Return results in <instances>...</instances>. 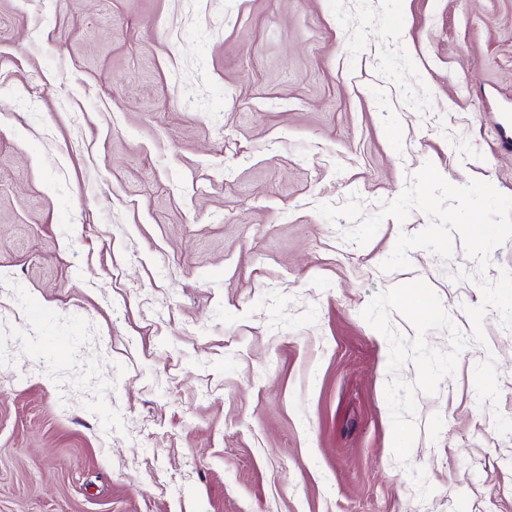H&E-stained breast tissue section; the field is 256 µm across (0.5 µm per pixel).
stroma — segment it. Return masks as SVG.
Wrapping results in <instances>:
<instances>
[{
  "instance_id": "1",
  "label": "stroma",
  "mask_w": 512,
  "mask_h": 512,
  "mask_svg": "<svg viewBox=\"0 0 512 512\" xmlns=\"http://www.w3.org/2000/svg\"><path fill=\"white\" fill-rule=\"evenodd\" d=\"M510 115L512 0H0V512H512Z\"/></svg>"
}]
</instances>
